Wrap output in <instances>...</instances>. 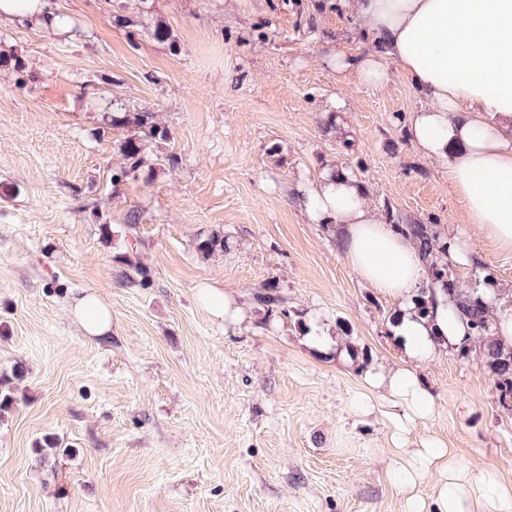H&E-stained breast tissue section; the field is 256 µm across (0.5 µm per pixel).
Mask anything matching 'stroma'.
Segmentation results:
<instances>
[{"label": "stroma", "instance_id": "obj_1", "mask_svg": "<svg viewBox=\"0 0 512 512\" xmlns=\"http://www.w3.org/2000/svg\"><path fill=\"white\" fill-rule=\"evenodd\" d=\"M50 3L69 29L0 19V53L26 64L0 68V512H408L435 478L392 481L391 404L365 379L403 365L405 302L348 266L339 226L293 188L345 166L390 223L466 238L450 274L491 275L498 295L512 253L458 223L445 166L405 134L407 79L379 89L323 64L375 48L353 0ZM120 112L166 135L116 184ZM213 233L229 248L202 256ZM266 283L289 317L254 303ZM206 285L235 321L200 303ZM87 291L111 336L71 318ZM415 368L436 403L409 446L439 439L512 483V414L478 357L443 348Z\"/></svg>", "mask_w": 512, "mask_h": 512}]
</instances>
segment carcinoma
I'll use <instances>...</instances> for the list:
<instances>
[{
	"label": "carcinoma",
	"mask_w": 512,
	"mask_h": 512,
	"mask_svg": "<svg viewBox=\"0 0 512 512\" xmlns=\"http://www.w3.org/2000/svg\"><path fill=\"white\" fill-rule=\"evenodd\" d=\"M112 125L132 126L135 134L122 144L124 165L112 174V185L136 174L143 167L144 141L148 138L165 136V129L159 127L149 112H126L112 117ZM396 229L416 247L424 257L427 269V281L419 289L413 300L414 312L420 318L433 313L436 293L441 290L448 296V302L456 309L463 323L466 336L463 342L454 348L460 356L471 353L479 356L481 364L493 378L497 402L505 411H512V346L494 336V311L485 288H472L452 278L448 274V262L451 247L448 239L441 236L437 225L421 221L396 225ZM227 248V241L219 235H210L197 243V250L209 256ZM256 302L262 304L270 315L290 316L284 308L283 300L272 284H265L254 295Z\"/></svg>",
	"instance_id": "cac0c4a2"
}]
</instances>
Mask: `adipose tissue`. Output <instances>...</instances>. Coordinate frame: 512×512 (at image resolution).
I'll return each mask as SVG.
<instances>
[{"instance_id":"obj_1","label":"adipose tissue","mask_w":512,"mask_h":512,"mask_svg":"<svg viewBox=\"0 0 512 512\" xmlns=\"http://www.w3.org/2000/svg\"><path fill=\"white\" fill-rule=\"evenodd\" d=\"M356 10L377 51H339L327 64L377 88L387 85L392 70L406 77L421 100L406 127L408 139L446 164L462 223L512 251V0H356ZM297 193L310 220L341 225L340 251L366 284L414 299L427 280L421 254L368 207L363 186L349 171H326L299 184ZM72 314L87 335L112 329V312L95 294L77 299ZM393 332L408 364L369 373L366 381L387 393L407 425L434 409L413 361L430 356L438 344H458L464 331L442 296L429 319L403 309ZM430 471L439 475L434 493L415 498L413 512H512V484L487 475L474 489L468 471L442 443L401 449L396 475L403 487L416 488Z\"/></svg>"}]
</instances>
